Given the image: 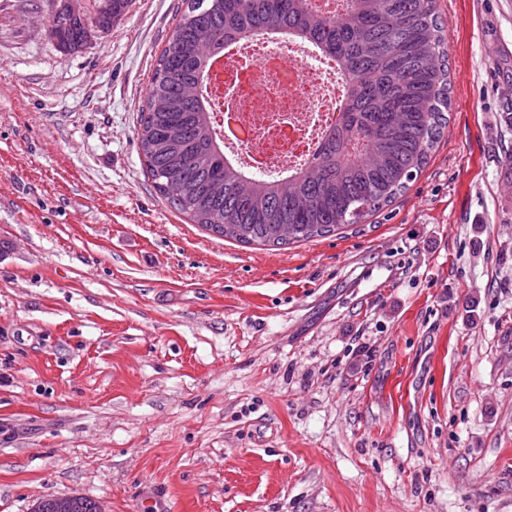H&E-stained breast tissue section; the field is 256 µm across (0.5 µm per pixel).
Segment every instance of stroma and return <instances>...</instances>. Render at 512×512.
<instances>
[{
  "mask_svg": "<svg viewBox=\"0 0 512 512\" xmlns=\"http://www.w3.org/2000/svg\"><path fill=\"white\" fill-rule=\"evenodd\" d=\"M452 106L381 212L268 247L156 190L182 0L60 48L0 0V512H512V0H437Z\"/></svg>",
  "mask_w": 512,
  "mask_h": 512,
  "instance_id": "35a3bbf8",
  "label": "stroma"
}]
</instances>
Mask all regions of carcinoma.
<instances>
[{"mask_svg":"<svg viewBox=\"0 0 512 512\" xmlns=\"http://www.w3.org/2000/svg\"><path fill=\"white\" fill-rule=\"evenodd\" d=\"M183 0L154 66L138 140L156 190L214 235L285 246L359 224L391 204L428 163L448 124L450 75L436 0ZM132 0L54 27L63 48L108 31ZM283 32L315 46L348 76L344 104L311 157L287 177L256 176L224 154L203 84L239 40Z\"/></svg>","mask_w":512,"mask_h":512,"instance_id":"carcinoma-1","label":"carcinoma"}]
</instances>
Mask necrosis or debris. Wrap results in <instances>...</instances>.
I'll use <instances>...</instances> for the list:
<instances>
[{"instance_id": "necrosis-or-debris-1", "label": "necrosis or debris", "mask_w": 512, "mask_h": 512, "mask_svg": "<svg viewBox=\"0 0 512 512\" xmlns=\"http://www.w3.org/2000/svg\"><path fill=\"white\" fill-rule=\"evenodd\" d=\"M206 91L223 127L225 154L281 178L335 122L345 88L335 63L316 49L261 36L219 59Z\"/></svg>"}]
</instances>
